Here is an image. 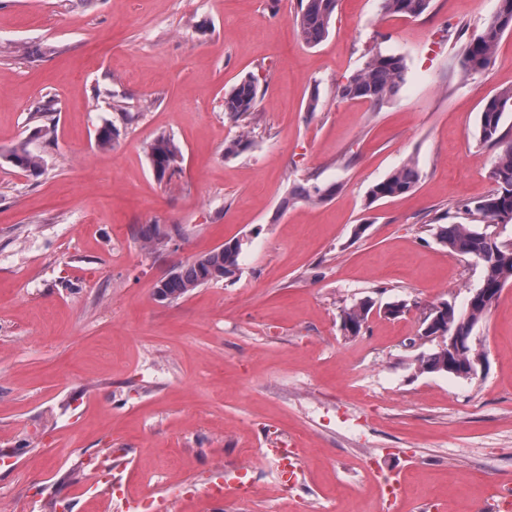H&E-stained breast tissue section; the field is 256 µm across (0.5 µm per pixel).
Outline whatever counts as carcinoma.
<instances>
[{"mask_svg": "<svg viewBox=\"0 0 512 512\" xmlns=\"http://www.w3.org/2000/svg\"><path fill=\"white\" fill-rule=\"evenodd\" d=\"M338 0H301L294 23L302 41L316 45L329 32ZM431 0H380L381 11L398 17H418L426 12ZM512 31V0H497V8L481 31L474 35L464 50L463 71L470 75L488 68L494 59L500 38ZM406 64L402 57L389 54L379 47L369 50L362 67L339 87L341 97L358 99L378 105L396 93L405 80ZM259 98L258 83L249 76L224 94V113L238 121L251 114ZM512 107V89L503 90L489 98L478 119L480 142L497 150L490 172L497 184L495 192L477 201L470 212L480 216L482 222L493 224L512 223V138L502 131L507 108ZM152 170L158 180L173 176L180 167L182 150L173 138L165 134L154 137L145 147ZM8 161L16 168L36 175L42 171L43 157L25 147L13 151ZM419 172L413 160L395 169L369 191L370 202L400 196L414 190ZM337 187L317 184L298 186L293 195L306 201H323L336 193ZM437 237L440 243L454 254L467 255L481 263V287L488 292L487 301L476 300L462 310L445 304L439 311L437 327L443 331H471L482 320L505 285L512 280V245L507 247L492 237L488 228L478 224H441ZM143 246L159 251L168 246L170 234L153 224L141 232ZM243 243L240 240L224 243L223 249H214L179 264L172 273L156 284L155 293L169 302L176 301L197 288L212 283V276L232 279L240 272ZM373 306L370 299H362L341 310L342 330L348 336H357ZM418 370L428 373L432 369L448 372L456 363L448 348L440 347L417 358Z\"/></svg>", "mask_w": 512, "mask_h": 512, "instance_id": "cac0c4a2", "label": "carcinoma"}]
</instances>
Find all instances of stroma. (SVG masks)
<instances>
[{
    "label": "stroma",
    "instance_id": "35a3bbf8",
    "mask_svg": "<svg viewBox=\"0 0 512 512\" xmlns=\"http://www.w3.org/2000/svg\"><path fill=\"white\" fill-rule=\"evenodd\" d=\"M299 4L0 0V512L20 498L119 512L128 497L145 512H476L512 487V282L474 330L475 378L419 373L409 346L428 308H463L481 284L436 232L471 223L466 204L495 189L477 123L512 87V32L467 76L496 0L392 20L380 0H339L314 46ZM375 44L403 57L404 84L376 106L342 98ZM248 76L263 96L237 122L224 94ZM46 102L53 138L31 141ZM245 131L249 148L225 156ZM160 133L184 156L163 181L144 150ZM25 143L41 175L9 163ZM409 160L414 192L370 203ZM306 182L337 191L289 199ZM146 224L180 234L151 253ZM233 239L236 278L156 300L175 266ZM363 298L374 306L345 336L340 312ZM395 300L408 312L384 315ZM267 435L300 458L285 495ZM104 453L106 482L91 465ZM223 466L257 496L212 497Z\"/></svg>",
    "mask_w": 512,
    "mask_h": 512
}]
</instances>
